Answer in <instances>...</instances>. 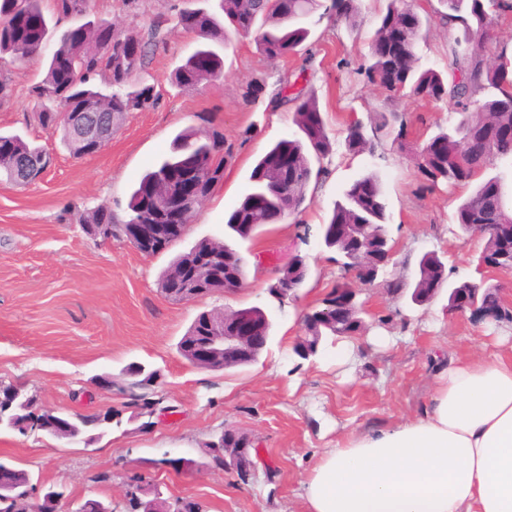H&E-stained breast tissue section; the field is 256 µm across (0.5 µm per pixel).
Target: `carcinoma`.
Returning <instances> with one entry per match:
<instances>
[{"label":"carcinoma","instance_id":"1","mask_svg":"<svg viewBox=\"0 0 512 512\" xmlns=\"http://www.w3.org/2000/svg\"><path fill=\"white\" fill-rule=\"evenodd\" d=\"M200 0H187V6L174 18L175 26L194 36L196 48L174 69L173 84L182 90H195L217 80L224 69V58L218 47L225 44V27L254 38L257 51L270 59L287 56L308 40L311 30L305 21L320 7V0H219L220 13L199 5ZM447 11L438 13L442 24L460 26L464 39H448L447 74L419 64L416 46L427 30L429 15L413 10L412 26L405 30L398 44L390 41L392 30L399 24L400 11L406 0H389L369 43V55L355 69V74L391 95L398 88L434 101L448 100L457 106V119L448 129L430 137L443 141L448 150L435 155L425 147L413 152L414 166L423 178L421 188L431 190L439 185L450 188L471 186L473 192L457 208L455 221L463 233L483 241L477 262L512 248V188L501 174L485 175L488 168L500 163L512 164V145L495 138L494 130L512 128V60L507 47L494 58L486 55L485 41L495 18L512 13V0H440ZM90 0H53L51 13H46L44 0H0V60L14 62L45 59L42 79L29 88L35 100L33 118L44 130L60 134L64 146L77 157L90 154L77 140L62 114L81 108L103 110L107 123L120 127L130 112L145 110L155 104L159 93L155 86L132 82V76L149 64L157 43L144 38L133 28L122 29L110 20L90 19ZM359 13L358 0H331L320 17L338 25H355ZM299 74H288L279 80V90L271 100L273 107L293 112L297 132L279 140L253 167L250 191L229 214L226 224L241 239L251 237L259 228L297 218L302 212L310 184L327 176V162L333 155L327 121L319 107L318 97L310 81L299 84ZM407 121L399 112H380L370 126L356 121L345 129L344 148L349 155L364 151L375 153L389 138L399 150L405 143ZM5 143L0 151V176L18 185L40 179L52 165L51 155L42 147L18 134H2ZM231 154L225 145L224 132L214 128L189 127L173 139V156L146 172L135 184L127 205L128 217L117 218L105 206L88 208L78 214L80 224H110L112 238L120 239L124 224H157L164 206V190L175 174L191 169L201 180L202 200H208L220 180L210 177L212 169L224 164ZM390 215L382 182L375 173L356 179L334 204L326 225L345 224L351 232L372 224L388 230ZM199 262L224 268V282L204 292L209 295L237 288L244 278L243 260L230 245L210 239L199 241L188 252L176 256L160 276V290L167 283ZM307 266L305 257L294 256L275 272L274 285L295 281L298 266ZM424 278L412 284L400 278L384 281L396 294L408 292L410 301L426 305L447 280L446 265L441 258L424 257L420 261ZM348 286L347 275L336 282L318 309L324 313L325 326L313 332L319 345L351 335L347 328L329 323L328 303L336 289ZM471 290L477 307L490 323L512 321V312L504 307L498 286L482 281H464L448 298L465 295ZM223 325L221 314L201 312L178 342V351L189 359L186 347L207 335L209 327ZM158 374L136 362L130 364L116 383V391L125 399L123 407L141 410L150 417H166L173 408L162 405L156 391ZM8 401L3 405L0 428L14 430L12 421L41 417L43 404L34 394L8 386ZM120 411L110 410L93 415L81 427V436L104 434ZM253 448L245 435L229 429L224 436L210 441L202 467H224L223 449Z\"/></svg>","mask_w":512,"mask_h":512}]
</instances>
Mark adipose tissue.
Returning a JSON list of instances; mask_svg holds the SVG:
<instances>
[{
  "label": "adipose tissue",
  "mask_w": 512,
  "mask_h": 512,
  "mask_svg": "<svg viewBox=\"0 0 512 512\" xmlns=\"http://www.w3.org/2000/svg\"><path fill=\"white\" fill-rule=\"evenodd\" d=\"M303 496L307 512H512V354L459 361L414 417L337 442Z\"/></svg>",
  "instance_id": "adipose-tissue-1"
}]
</instances>
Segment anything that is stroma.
<instances>
[{
    "label": "stroma",
    "mask_w": 512,
    "mask_h": 512,
    "mask_svg": "<svg viewBox=\"0 0 512 512\" xmlns=\"http://www.w3.org/2000/svg\"><path fill=\"white\" fill-rule=\"evenodd\" d=\"M388 0H361L359 29L310 18L311 35L295 53L270 60L252 38L230 35L222 51L224 75L213 86L179 91L172 70L195 47L190 34L170 26L137 81L155 85L153 107L129 113L97 153L73 157L59 135L33 120L30 86L38 62L11 64L14 94L0 104V131L44 147L53 164L25 187L0 180V383L23 386L58 415H90L120 408L121 396L94 390L99 375L121 377L137 362L157 371L158 391L173 415L146 426L123 416L90 444H69L39 434L0 431V459L30 473L41 486L59 485L67 495L108 498L123 512L130 478L159 484L167 498L200 502L205 512H306L302 484L322 452L353 434L386 429L419 413L438 374L472 355L512 353V323L475 322L449 311V286L488 280L499 285L512 308V272L477 266L483 243L464 238L454 213L469 191L421 190L407 154L391 144L381 153L346 154L340 143L351 118L369 121L377 112H401L408 143L428 140L454 122L456 108L404 93L390 98L352 69L368 54L369 38ZM182 0H93L96 16L147 32L159 15L174 16ZM307 67L321 110L339 146L330 174L308 188L298 219L265 226L243 240L226 224L249 190L256 161L276 141L293 136L291 112L267 104L284 73ZM265 83L255 105L244 106L241 88ZM195 126H216L232 145L224 179L196 212L185 236L168 251L145 256L127 242L86 234L78 211L105 205L126 216L129 191L140 176L168 156L175 135ZM379 175L397 247L387 278L413 281L421 258L434 251L448 271V286L429 305L377 286L358 296L366 311L362 336L343 338L302 359L294 345L302 334L299 313L317 305L339 279L335 253L319 236L320 225L349 185ZM225 242L245 261L236 292L189 302L162 294L159 277L177 255L201 239ZM306 256L311 274L296 298L277 299L268 286L276 267L294 254ZM262 308L273 324L257 363L222 372L199 369L177 344L203 311ZM227 429L254 440L263 464L248 482L234 472L202 466L205 446ZM171 464L157 468L156 460ZM194 467H187V460Z\"/></svg>",
    "instance_id": "35a3bbf8"
}]
</instances>
